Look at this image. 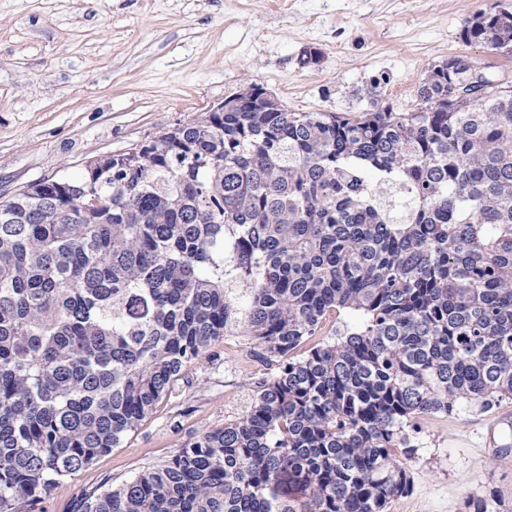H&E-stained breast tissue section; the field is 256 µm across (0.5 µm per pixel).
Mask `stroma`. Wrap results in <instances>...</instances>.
Returning a JSON list of instances; mask_svg holds the SVG:
<instances>
[{"label":"stroma","instance_id":"obj_1","mask_svg":"<svg viewBox=\"0 0 512 512\" xmlns=\"http://www.w3.org/2000/svg\"><path fill=\"white\" fill-rule=\"evenodd\" d=\"M499 6L512 0H0V201L202 118L252 83L291 111L342 113L368 109L376 79L384 103L412 108L428 69L455 54L512 79V61L460 39L475 13ZM311 48L319 64L301 67ZM272 372L225 337L120 447L61 481L45 512H75L238 416ZM506 420L512 400L417 419L413 488L387 512H464L490 485L512 512V460L487 444Z\"/></svg>","mask_w":512,"mask_h":512}]
</instances>
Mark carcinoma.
Segmentation results:
<instances>
[{"mask_svg":"<svg viewBox=\"0 0 512 512\" xmlns=\"http://www.w3.org/2000/svg\"><path fill=\"white\" fill-rule=\"evenodd\" d=\"M461 40L512 56V11ZM476 69L407 111L377 79L362 112L234 106L0 201V512H44L226 336L277 367L245 411L79 512H386L415 418L512 398V83Z\"/></svg>","mask_w":512,"mask_h":512,"instance_id":"obj_1","label":"carcinoma"}]
</instances>
